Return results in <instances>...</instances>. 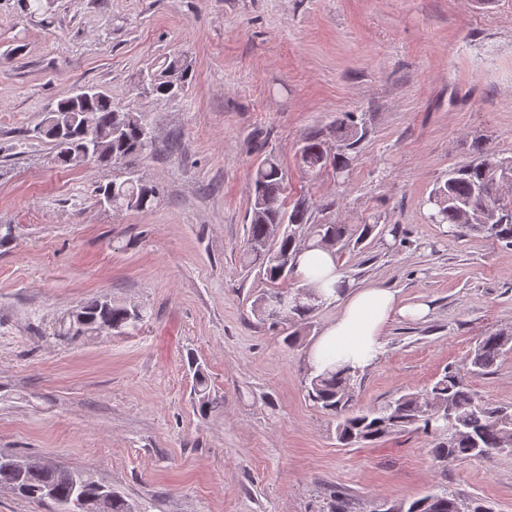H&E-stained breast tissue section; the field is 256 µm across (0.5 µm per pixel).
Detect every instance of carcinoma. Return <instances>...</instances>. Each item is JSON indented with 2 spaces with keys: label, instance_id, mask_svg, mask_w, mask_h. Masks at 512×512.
<instances>
[{
  "label": "carcinoma",
  "instance_id": "1",
  "mask_svg": "<svg viewBox=\"0 0 512 512\" xmlns=\"http://www.w3.org/2000/svg\"><path fill=\"white\" fill-rule=\"evenodd\" d=\"M173 69L179 70L177 85H170L164 74L149 83L156 100L176 97L189 84L191 71L188 67L172 61L165 71ZM62 110L75 113L77 121L61 131L43 121L28 130L35 138L52 140L54 160L60 167L76 165V157L85 151L90 139L97 144L96 162L105 166L118 162L132 166L153 151V138L145 118L135 112L119 111L112 96L104 92L96 91L83 98L75 94L49 108L48 112ZM336 135L343 142V151L334 155L332 164L340 174L349 167L350 152L363 137L353 114L348 112L336 119ZM322 152V141L312 136L303 142L300 159L309 170L320 169L324 167ZM475 152L476 158L453 169L444 183L436 186L432 197L440 200V204L433 207L430 219L436 224L448 225L449 232L456 233L461 226L460 211L478 208L487 199L492 207L490 223L475 224L468 232L512 247V202H505L497 193L501 170L512 167V157L485 155L478 147ZM284 191L282 169L275 157L268 156L254 172V199L261 200V207H251L241 260L245 266L259 268L263 278L273 285L254 300L252 310L257 316L266 317V298L301 292L285 318L290 324L308 320L319 308V300L316 291L303 283L291 288L285 286L295 277L296 269H284L282 257L296 256L304 247L341 252L352 243H363L377 225L316 224L312 222V205L304 200L288 207ZM96 194L100 199L112 197L111 208L115 210L145 211L153 208L162 190L138 176L132 185L124 181L100 184ZM78 313L84 318V326L74 325L69 319L63 324L60 335L69 338L122 331L144 319L141 310L108 298L95 299L81 306ZM509 352H512L511 328L486 334L467 354L466 373L482 375ZM464 374L450 366L424 392H407L365 411L355 410L357 373L348 369L310 374L307 396L336 419V440L343 447L376 443L396 432H415L431 438V454L441 465L472 457L512 454V406L497 405L482 398L465 382ZM194 393L201 411H208L214 400L200 368L194 375ZM48 484L54 488L55 505L75 502L71 512H135V508L116 493L112 494L108 506L99 507L101 485L88 473L48 464L20 475L0 466V486H8L32 502H43L41 490ZM458 501L459 496L439 487L424 497L402 499L398 504L407 506L406 512H456Z\"/></svg>",
  "mask_w": 512,
  "mask_h": 512
}]
</instances>
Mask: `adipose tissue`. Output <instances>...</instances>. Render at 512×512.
Wrapping results in <instances>:
<instances>
[{
	"mask_svg": "<svg viewBox=\"0 0 512 512\" xmlns=\"http://www.w3.org/2000/svg\"><path fill=\"white\" fill-rule=\"evenodd\" d=\"M297 273L304 283L319 289L324 302L338 307L308 353L309 365L318 374L344 366L363 371L379 356L384 329L395 315L421 317L428 312L423 304L400 305L396 292L388 288L352 287L336 255L327 250H303Z\"/></svg>",
	"mask_w": 512,
	"mask_h": 512,
	"instance_id": "1",
	"label": "adipose tissue"
}]
</instances>
